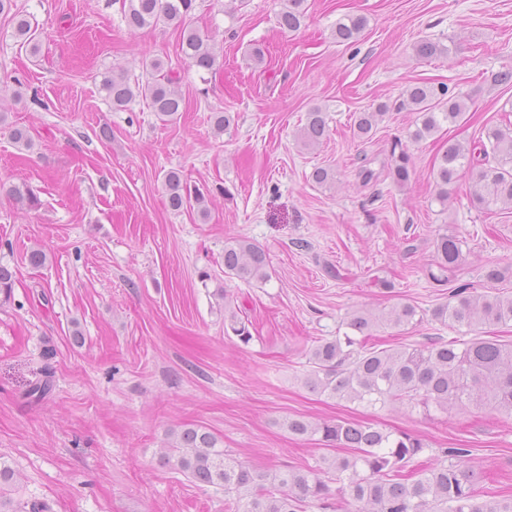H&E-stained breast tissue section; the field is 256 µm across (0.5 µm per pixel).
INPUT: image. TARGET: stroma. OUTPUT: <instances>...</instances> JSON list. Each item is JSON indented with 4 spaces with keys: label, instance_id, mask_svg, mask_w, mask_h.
I'll list each match as a JSON object with an SVG mask.
<instances>
[{
    "label": "stroma",
    "instance_id": "stroma-1",
    "mask_svg": "<svg viewBox=\"0 0 512 512\" xmlns=\"http://www.w3.org/2000/svg\"><path fill=\"white\" fill-rule=\"evenodd\" d=\"M38 42L30 49L0 15V263L16 271L0 302V460L20 475L11 496L49 512H225L224 494L164 465L173 432L200 425L229 454L271 473L315 465L335 449L292 435L286 419H346L403 431L429 448H467L486 487L512 495V416L368 407L308 390L315 340L348 333L353 311L415 305L421 324L377 329L381 346L458 336L432 319L467 285L488 288L489 266L512 265V210L481 209L461 178L447 204L434 198L435 157L447 140L478 141L512 123V0H307L297 32L277 21L283 0H191L182 25L129 30L122 0H14ZM347 15L367 25L355 43L332 32ZM211 36L209 72L179 55L181 27ZM423 39L452 41L449 55L418 58ZM265 49L263 60L253 47ZM158 58L183 103L163 124L147 101L113 109L103 73L145 77ZM447 85L468 97L454 125L410 138L416 116L388 112L371 139L355 113L400 98L409 85ZM326 117L321 143L296 138L312 109ZM228 112L216 133L211 115ZM25 128L19 149L12 128ZM402 143L412 178L388 176ZM370 162L377 174L363 183ZM336 173L315 183V168ZM179 170L208 190V218L172 210L164 188ZM26 186L37 206L18 202ZM461 241L458 268L435 279L436 243ZM261 247L270 279L224 273V245ZM40 249L43 266L28 255ZM253 336L241 344L227 315ZM81 342H74L73 332ZM51 376L38 401L30 384Z\"/></svg>",
    "mask_w": 512,
    "mask_h": 512
}]
</instances>
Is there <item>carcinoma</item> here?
I'll list each match as a JSON object with an SVG mask.
<instances>
[{
    "mask_svg": "<svg viewBox=\"0 0 512 512\" xmlns=\"http://www.w3.org/2000/svg\"><path fill=\"white\" fill-rule=\"evenodd\" d=\"M191 0H123L127 26L132 30L153 27L161 20L178 22L190 8ZM305 0H285L278 15L287 32L299 30L305 19ZM366 20L349 16L336 23L333 36L338 43L357 41ZM180 51L189 66L209 71L216 56L209 37L185 30ZM416 55L430 58L447 54L450 47L440 41L423 40ZM151 79L131 80L122 70L112 69L102 76L100 89L115 109L127 107L136 98L149 100L163 122L172 121L181 111L182 96L177 82L164 71V63L153 59L147 64ZM448 107L438 111L441 100ZM400 111L416 113L412 137L421 141L442 128L455 124L467 110L462 97L445 84L435 88L425 84L410 86L397 104ZM388 110L380 103L372 112L354 118V131L361 138L370 133ZM326 132L324 113H307L300 131L303 146L320 143ZM389 175L399 185L408 183L412 170L404 150L392 156ZM469 175L472 195L481 206L500 205L512 209V128L499 125L484 130L478 145L467 146L448 140V147L437 157L434 170L436 199L448 201V187ZM169 206L180 210L198 206L202 218L204 194L190 192L180 172L165 175ZM461 241L443 233L437 239L436 264L441 273L456 268L461 260ZM267 257L262 248L246 239L224 245V273L244 282L266 281ZM15 271L0 264V295L11 296ZM434 320L452 327H465L475 333L470 339L441 336L428 345L379 348L364 344L366 335L378 328H399L422 322L417 308L399 303L378 312L356 311L349 328L362 334L321 338L309 351L311 364L304 384L313 391L351 403L380 405L416 403L424 409L434 406L446 411L472 405L512 414V343L481 335V330L512 325V295L486 291L480 294L459 287L448 303L432 310ZM288 432L297 436H320L339 448H351L345 456L322 457L306 469L274 474L257 471L230 457L219 447V439L201 426L183 428L174 434L163 454L165 464L178 469L196 483L221 488L228 512H297L306 500L327 498L328 482L338 484L337 492L348 498L356 512H512V497L484 490L470 470V450L443 448L441 459L412 469L428 445L420 438L402 432L346 420L313 421L290 418ZM13 468L0 461V512H49L44 504L28 503L17 510L5 495V488L17 482Z\"/></svg>",
    "mask_w": 512,
    "mask_h": 512,
    "instance_id": "1",
    "label": "carcinoma"
}]
</instances>
